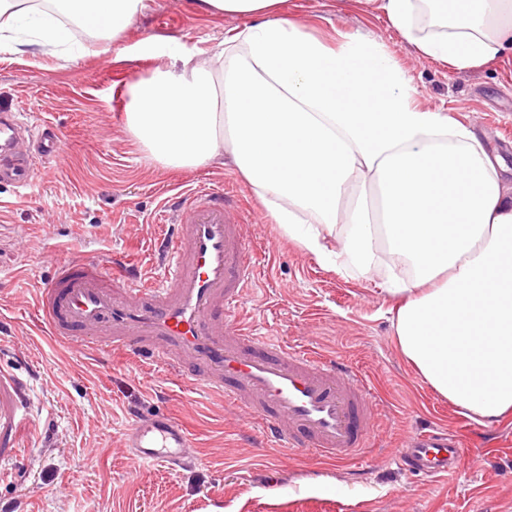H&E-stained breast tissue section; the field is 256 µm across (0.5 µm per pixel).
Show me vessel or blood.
I'll return each mask as SVG.
<instances>
[{"mask_svg":"<svg viewBox=\"0 0 512 512\" xmlns=\"http://www.w3.org/2000/svg\"><path fill=\"white\" fill-rule=\"evenodd\" d=\"M24 128L0 116V181L19 188L31 184L29 164L15 157ZM247 212L226 192L180 195L160 272L143 276L118 254L106 266L73 257L41 289L39 325L98 365L132 357L220 396L257 420L267 445L341 463L362 458L379 404L361 374L336 357L260 335L239 317L258 279L241 233ZM31 425L27 383L0 371V463L17 461ZM124 446L143 467L192 460L191 435L170 414L131 413ZM463 456L459 440L432 426L409 436L397 460L409 472L445 478Z\"/></svg>","mask_w":512,"mask_h":512,"instance_id":"1","label":"vessel or blood"}]
</instances>
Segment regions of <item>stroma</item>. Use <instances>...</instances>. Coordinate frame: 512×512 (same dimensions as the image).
<instances>
[{"label":"stroma","instance_id":"stroma-1","mask_svg":"<svg viewBox=\"0 0 512 512\" xmlns=\"http://www.w3.org/2000/svg\"><path fill=\"white\" fill-rule=\"evenodd\" d=\"M280 15L329 41L362 34L406 69L417 105L471 128L512 166V60L457 71L418 56L358 0H285ZM232 20L196 0H144L116 38L84 53L0 46V113L51 126L61 150L34 156L33 181L0 184V369L29 377L36 428L0 473V507L18 512H512V420L480 424L441 399L400 355L390 303L372 283L334 273L283 240L231 166L161 168L125 129L128 87L179 57L213 55ZM226 188L247 201L245 236L260 285L246 309L258 332L336 355L364 373L380 405L373 450L351 465L259 447V426L219 398L175 386L161 369L117 357L109 368L35 325L36 296L59 261L127 249L154 271L167 196ZM169 412L190 429L192 464L135 470L123 446L129 409ZM437 422L468 450L457 476L432 481L395 458Z\"/></svg>","mask_w":512,"mask_h":512}]
</instances>
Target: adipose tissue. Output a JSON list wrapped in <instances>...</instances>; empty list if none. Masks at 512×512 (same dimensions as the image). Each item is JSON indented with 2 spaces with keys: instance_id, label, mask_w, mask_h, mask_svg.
<instances>
[{
  "instance_id": "adipose-tissue-1",
  "label": "adipose tissue",
  "mask_w": 512,
  "mask_h": 512,
  "mask_svg": "<svg viewBox=\"0 0 512 512\" xmlns=\"http://www.w3.org/2000/svg\"><path fill=\"white\" fill-rule=\"evenodd\" d=\"M102 35L141 0H52ZM284 0H197L249 18L224 49L128 88L132 143L166 169L232 162L279 234L326 269L380 279L397 348L477 423L512 419V170L474 133L416 107L373 40L332 47L278 19ZM420 57L456 70L512 54V0H363ZM68 39L31 0H0V37Z\"/></svg>"
}]
</instances>
